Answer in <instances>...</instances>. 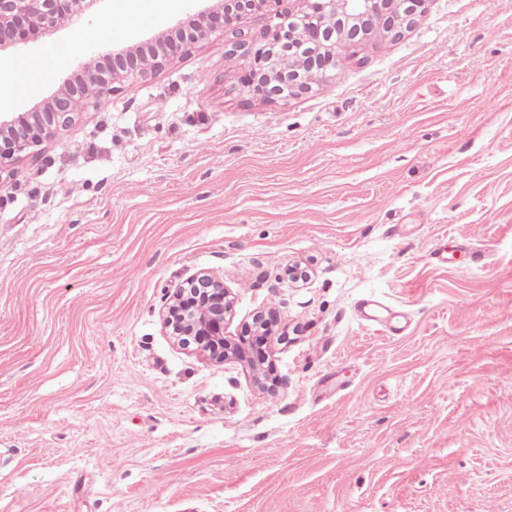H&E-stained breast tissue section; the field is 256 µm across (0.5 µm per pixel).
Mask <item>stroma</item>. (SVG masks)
Listing matches in <instances>:
<instances>
[{"label":"stroma","mask_w":512,"mask_h":512,"mask_svg":"<svg viewBox=\"0 0 512 512\" xmlns=\"http://www.w3.org/2000/svg\"><path fill=\"white\" fill-rule=\"evenodd\" d=\"M82 33L0 70L56 60L0 113L70 76ZM231 39L84 106L0 190V512H512V0H428L276 103ZM201 270L228 338L279 314L273 390L164 331ZM367 305L372 307L364 308L363 317L373 324L381 327L388 334L397 335L401 332L402 328L399 323L395 320L397 315L392 313L386 306L370 301Z\"/></svg>","instance_id":"stroma-1"}]
</instances>
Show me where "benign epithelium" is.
I'll return each instance as SVG.
<instances>
[{
  "mask_svg": "<svg viewBox=\"0 0 512 512\" xmlns=\"http://www.w3.org/2000/svg\"><path fill=\"white\" fill-rule=\"evenodd\" d=\"M101 0H0V58L39 38L79 25ZM192 15L195 31L180 41L172 30L155 33L131 45H99L81 59L49 96L26 112L0 113V190L16 166L38 154V148L58 138L75 122L76 97L98 103L116 85L162 71L176 56L206 42L253 12L276 23L260 41L239 39L231 54L242 59L241 87L250 98L276 103L311 91L317 81L336 70V51L352 50L361 39L353 26L363 25L387 37H399L422 13L426 0H201ZM295 54L292 67L281 69L277 59ZM234 308L224 281L201 270L179 285L161 313L162 324L184 348L222 363L241 365L258 387H265V359L254 355L246 337L232 341L224 328ZM276 316L260 311L253 327L275 335Z\"/></svg>",
  "mask_w": 512,
  "mask_h": 512,
  "instance_id": "benign-epithelium-1",
  "label": "benign epithelium"
}]
</instances>
